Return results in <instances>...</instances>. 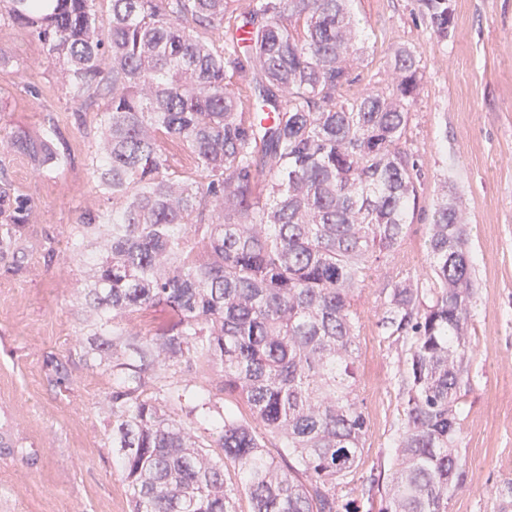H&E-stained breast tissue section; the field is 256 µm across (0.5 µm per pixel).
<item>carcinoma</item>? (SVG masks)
I'll return each instance as SVG.
<instances>
[{
  "mask_svg": "<svg viewBox=\"0 0 512 512\" xmlns=\"http://www.w3.org/2000/svg\"><path fill=\"white\" fill-rule=\"evenodd\" d=\"M350 2L0 0V31L40 42L65 95L98 109L87 169L111 206L86 210L67 245L90 269L89 327L106 337L92 359L107 364L106 350L122 346L139 356L107 401L132 512H237L242 494L253 512H363L373 501L376 479L359 497L338 493L368 430L358 301L424 191L407 146L423 69L400 48L386 87L344 96L363 54ZM425 5L447 34V0ZM13 155L45 175L70 154L57 136L0 134V259L17 275L34 204L9 181ZM427 247L425 271L393 281L381 303L379 323L406 358L378 512H448L467 477L456 442L474 269L446 200ZM158 308L149 337L123 322ZM184 358L220 369L219 391L247 415L199 392L191 422L162 413L145 374ZM258 427L281 440L280 460Z\"/></svg>",
  "mask_w": 512,
  "mask_h": 512,
  "instance_id": "cac0c4a2",
  "label": "carcinoma"
}]
</instances>
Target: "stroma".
Instances as JSON below:
<instances>
[{"instance_id":"35a3bbf8","label":"stroma","mask_w":512,"mask_h":512,"mask_svg":"<svg viewBox=\"0 0 512 512\" xmlns=\"http://www.w3.org/2000/svg\"><path fill=\"white\" fill-rule=\"evenodd\" d=\"M450 6L453 22L442 37L423 0L352 2L366 53L347 96L384 85L396 48L421 59L408 138L425 186L403 248L361 291L356 379L369 430L347 490L357 495L371 478L391 477L405 349L379 326L380 304L392 273L413 277L425 266L427 228L445 192L460 200L476 282L468 330L474 356L458 448L468 471L483 475L482 484L466 482L451 496L448 512H498L497 490L512 481V0H450ZM0 54L9 59L0 64V132L44 131L45 114H53L72 157L42 177L23 157L6 161L13 187L36 208L27 226L25 273H7L0 264V430L28 451L0 455V512H130L104 412L113 375L86 356L101 339L86 326L87 270L67 248L80 215L103 204L85 166L96 149V114L77 116L42 45L26 33H0ZM53 356L67 368L65 385L47 364ZM218 378L217 370L183 361L150 373L146 393L181 418L184 408L168 400L171 384L211 388Z\"/></svg>"}]
</instances>
